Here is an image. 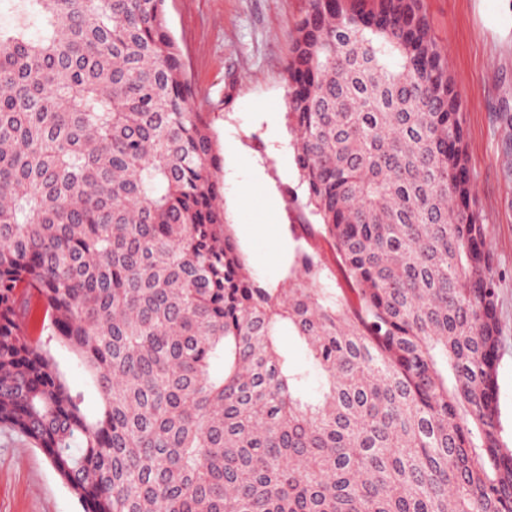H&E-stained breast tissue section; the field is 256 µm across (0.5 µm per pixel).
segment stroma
Listing matches in <instances>:
<instances>
[{
	"mask_svg": "<svg viewBox=\"0 0 512 512\" xmlns=\"http://www.w3.org/2000/svg\"><path fill=\"white\" fill-rule=\"evenodd\" d=\"M462 103L476 207L486 233L502 324L497 383L505 440H512V0H421ZM309 0H166L198 111L222 158L223 205L249 272L281 285L298 243L301 190L287 117L285 66ZM52 353L97 414L96 382L68 349ZM0 512H82L41 449L0 434Z\"/></svg>",
	"mask_w": 512,
	"mask_h": 512,
	"instance_id": "stroma-1",
	"label": "stroma"
}]
</instances>
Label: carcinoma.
<instances>
[{
    "label": "carcinoma",
    "mask_w": 512,
    "mask_h": 512,
    "mask_svg": "<svg viewBox=\"0 0 512 512\" xmlns=\"http://www.w3.org/2000/svg\"><path fill=\"white\" fill-rule=\"evenodd\" d=\"M8 2L0 430L84 512H512L485 230L420 0H310L286 67L307 220L276 288L226 223L165 0ZM278 343L282 350L288 354V361L293 368L299 371L309 369V360L304 344L296 336H278ZM52 353L70 386L82 392L87 413L96 415L101 408V395L96 382L68 349L53 346Z\"/></svg>",
    "instance_id": "1"
}]
</instances>
